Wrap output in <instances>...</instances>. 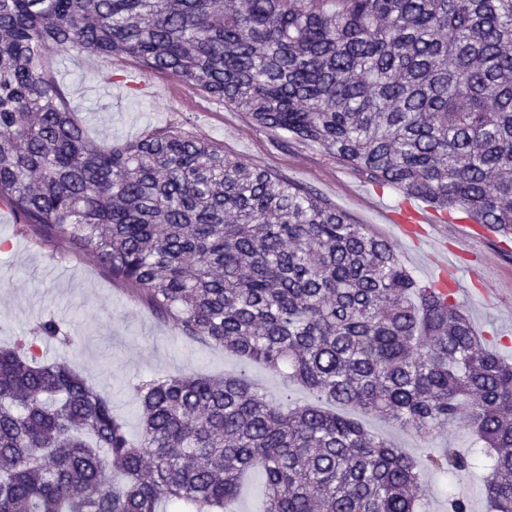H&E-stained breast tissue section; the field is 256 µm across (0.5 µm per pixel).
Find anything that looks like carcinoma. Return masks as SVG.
<instances>
[{"label": "carcinoma", "mask_w": 512, "mask_h": 512, "mask_svg": "<svg viewBox=\"0 0 512 512\" xmlns=\"http://www.w3.org/2000/svg\"><path fill=\"white\" fill-rule=\"evenodd\" d=\"M311 2L0 0V204L180 338L425 442L465 408L482 446L416 461L242 376L137 383L132 435L68 365L0 348V512H216L253 470L264 512H423L422 471L475 466L491 512H512V364L458 303L367 225L190 130L95 145L42 69L48 44L127 56L511 242L512 0ZM38 333L75 341L54 319Z\"/></svg>", "instance_id": "carcinoma-1"}]
</instances>
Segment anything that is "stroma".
<instances>
[{
  "instance_id": "1",
  "label": "stroma",
  "mask_w": 512,
  "mask_h": 512,
  "mask_svg": "<svg viewBox=\"0 0 512 512\" xmlns=\"http://www.w3.org/2000/svg\"><path fill=\"white\" fill-rule=\"evenodd\" d=\"M43 65L63 88L87 136L97 144L119 145L145 132L181 126L223 145L225 152L262 166L287 180L311 187L346 212L355 223L389 240L401 263L416 280L430 284L432 271L425 256L428 241L407 245L387 214L400 196L381 189L380 207H360L355 191L366 179L337 163L315 146L297 144L287 133L278 137L254 130L246 113L197 96V111H180L164 98H142L113 90L111 60L91 54H67L55 45L44 50ZM481 257L489 266L494 295L474 289L459 293L458 304L473 328L486 336L489 347L512 361V252L501 251L499 240L486 234L471 252H449L458 266ZM53 318L70 329V346L35 339L39 321ZM34 338L41 361L67 360L95 390L112 400V409L129 432L139 427V404L133 387L156 375L202 373L246 374L261 392L279 397L282 378L261 365L247 363L223 350L178 338L172 324L159 319L129 290L114 284L91 259L72 253L65 242H41L21 228L10 208L0 206V347L17 337ZM484 472L469 469L444 479L424 473L417 494L426 512H448V499H465L469 512H488Z\"/></svg>"
}]
</instances>
